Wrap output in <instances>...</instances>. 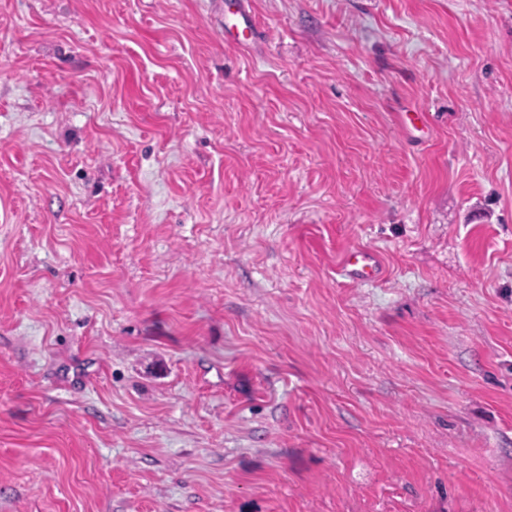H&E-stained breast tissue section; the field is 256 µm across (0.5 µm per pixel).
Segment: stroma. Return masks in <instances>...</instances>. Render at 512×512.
Instances as JSON below:
<instances>
[{"mask_svg": "<svg viewBox=\"0 0 512 512\" xmlns=\"http://www.w3.org/2000/svg\"><path fill=\"white\" fill-rule=\"evenodd\" d=\"M243 2L0 0V512H512V0ZM345 271L353 280L366 283L377 277L380 264L372 253L355 248L345 257Z\"/></svg>", "mask_w": 512, "mask_h": 512, "instance_id": "1", "label": "stroma"}]
</instances>
